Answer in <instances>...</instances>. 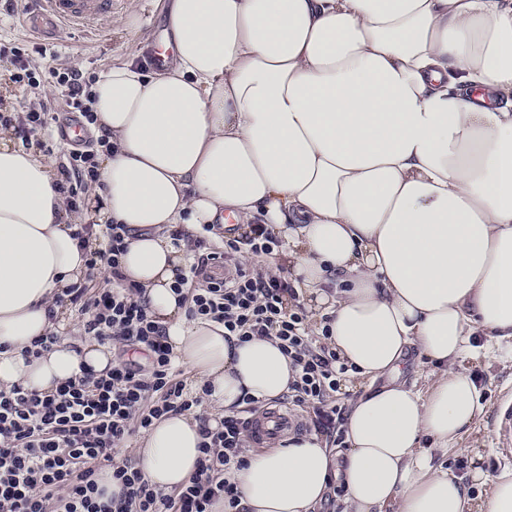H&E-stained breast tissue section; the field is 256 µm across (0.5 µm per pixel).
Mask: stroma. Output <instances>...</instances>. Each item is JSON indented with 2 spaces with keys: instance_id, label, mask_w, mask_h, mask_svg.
<instances>
[{
  "instance_id": "35a3bbf8",
  "label": "stroma",
  "mask_w": 512,
  "mask_h": 512,
  "mask_svg": "<svg viewBox=\"0 0 512 512\" xmlns=\"http://www.w3.org/2000/svg\"><path fill=\"white\" fill-rule=\"evenodd\" d=\"M168 0H122L112 11V20L104 21L95 30L61 28L50 41L61 49L56 59L32 56L40 81L38 87L18 89L6 85L0 77V107L23 116L32 109L51 112L65 109L61 92L52 75L53 70L76 68L88 75H98L103 68L132 57L148 56L152 41H165V14ZM464 369L474 377L481 390V416L462 434L456 450L437 455L442 468L466 477L473 465L498 473L504 470L495 448L494 420L501 397L512 392V366L492 359L464 360Z\"/></svg>"
}]
</instances>
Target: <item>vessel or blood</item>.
I'll return each instance as SVG.
<instances>
[{"label": "vessel or blood", "mask_w": 512, "mask_h": 512, "mask_svg": "<svg viewBox=\"0 0 512 512\" xmlns=\"http://www.w3.org/2000/svg\"><path fill=\"white\" fill-rule=\"evenodd\" d=\"M118 0H27L22 23L39 36L56 33L59 26L93 29L110 16ZM286 411L272 409L251 419L255 443L266 445L276 441L289 428ZM497 448L502 461L512 460V398H504L496 419Z\"/></svg>", "instance_id": "obj_1"}]
</instances>
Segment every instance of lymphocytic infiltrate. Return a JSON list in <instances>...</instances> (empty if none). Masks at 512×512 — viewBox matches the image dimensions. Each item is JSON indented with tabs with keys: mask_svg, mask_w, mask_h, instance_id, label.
<instances>
[{
	"mask_svg": "<svg viewBox=\"0 0 512 512\" xmlns=\"http://www.w3.org/2000/svg\"><path fill=\"white\" fill-rule=\"evenodd\" d=\"M54 76L64 89L67 110L94 123L88 106L92 78L72 68ZM106 145L102 136L86 139L59 165L56 188L69 207H76L86 186L97 181L100 151ZM106 235L107 249L90 251L86 265L92 279L109 271L111 287L91 294L75 286L56 304L78 307L85 335L101 342L123 340L134 355L113 362L102 375L84 371L49 395L18 385L0 390V512H210L218 498L237 507L240 493L227 474L244 462L249 417L256 411L251 397H244L243 409L220 418L217 425H202L199 468L176 496L157 491L138 469L115 461L116 448L133 434L148 430L164 415L195 411L204 396L177 380L165 331L139 300L138 287L122 282L126 225H107ZM278 245L273 230L262 224L251 225L244 243L227 242L220 254L198 238L195 247L202 255L177 284L192 288L189 317L221 323L226 335L243 341L255 336L277 339L296 372L290 384L292 402L308 409L316 432L340 445L346 408L335 395L347 365L335 346L311 336L307 312L290 282L246 268L238 258L244 246L261 255ZM212 261L230 263L231 278L209 275ZM100 467L111 468L123 487L121 499L110 507L96 498Z\"/></svg>",
	"mask_w": 512,
	"mask_h": 512,
	"instance_id": "1",
	"label": "lymphocytic infiltrate"
}]
</instances>
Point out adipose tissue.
Segmentation results:
<instances>
[{
  "instance_id": "adipose-tissue-1",
  "label": "adipose tissue",
  "mask_w": 512,
  "mask_h": 512,
  "mask_svg": "<svg viewBox=\"0 0 512 512\" xmlns=\"http://www.w3.org/2000/svg\"><path fill=\"white\" fill-rule=\"evenodd\" d=\"M166 22L163 71L130 59L92 87L109 142L95 192L128 228L125 284L208 404L270 403L294 376L277 340L188 318L173 290L186 254L165 230L272 225L297 293L323 306L350 374L374 382L345 450L311 434L246 454L230 474L241 508L315 512L339 479L345 512H472L434 455L481 413L462 359L512 362V0H171ZM55 182L38 153L0 143V390L50 394L112 367L111 343L88 336L27 352L86 270ZM411 351L437 368L426 391L397 379ZM200 441L193 416L154 421L144 479L182 489Z\"/></svg>"
}]
</instances>
